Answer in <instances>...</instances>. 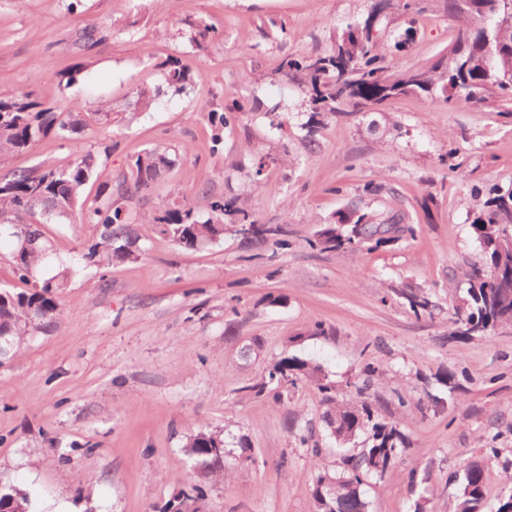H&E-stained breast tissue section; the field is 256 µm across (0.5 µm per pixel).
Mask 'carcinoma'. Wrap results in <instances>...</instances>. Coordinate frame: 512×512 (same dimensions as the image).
<instances>
[{
    "instance_id": "obj_1",
    "label": "carcinoma",
    "mask_w": 512,
    "mask_h": 512,
    "mask_svg": "<svg viewBox=\"0 0 512 512\" xmlns=\"http://www.w3.org/2000/svg\"><path fill=\"white\" fill-rule=\"evenodd\" d=\"M461 0H448V8L466 22L448 51L446 60L417 69L394 70L385 64L379 44L383 37L378 28L377 9L364 21L346 25L330 50L301 58H288L282 70L305 78V105L308 119L306 137L324 114L351 109L353 112H381L387 101L413 94L433 104L448 105L454 100L476 103L512 101V77H507L512 60L499 57L496 42H512V32L499 28V16L481 9L461 7ZM166 82L177 92L188 85L186 73L175 65L166 72ZM245 111L237 102L222 110L208 112V119L218 128H230L236 113ZM81 107L68 110L47 106L31 92L0 96V155L29 150L35 142L50 134L75 143V154L65 164L34 171L14 172L0 178V236L11 243L15 274L22 283L33 279L39 269L49 264V241L42 225L51 218H73L91 224L96 238L86 247L82 258L90 265L109 269L114 264L130 263L142 256L136 247V218L128 207L142 189L174 165L165 151L149 149L129 164L128 174L112 197L102 192L99 201L86 203L83 191L99 166L100 155L78 146L76 134L86 126L92 113L79 115ZM377 224L365 214L356 216L349 235L336 225L325 224L309 240L323 251L340 248L359 249L374 241H392L387 233L395 230L415 236L412 224ZM159 231L186 249L212 245L231 232L239 235V225L257 226L249 238L240 239L248 249H256L268 240L287 235L286 228L257 224L254 210L237 198L224 200L207 197L203 211L184 203L153 218ZM485 254V264L468 273L467 313L454 320V337L485 336L498 324H512V294L501 290L498 277L512 273V190L490 198L472 224ZM72 269L59 266L51 278L41 284L17 291L0 287V333L12 340L17 349L36 333H47L64 316L59 293L70 280ZM409 308L421 314L431 308L430 299L421 292L402 288L397 291ZM377 368L368 363L354 384L356 400L340 403L336 385L322 377L320 370L297 357L284 356L275 361L259 382H248L237 392L248 398H270L283 402L284 393L298 383H311L322 394L326 405L324 421L343 453L344 472L331 475L317 472L312 496L317 512H368L362 486L368 477L384 478L396 459L407 448L409 438L400 429V421L375 422L367 400ZM372 442L364 448H352L366 429ZM296 442L317 462L322 451L310 443L311 435L290 427ZM186 454L198 470L188 497L202 501L208 497L211 482L226 475L224 438L216 432L200 431L185 445ZM499 458L495 447L472 459L462 470L449 475L459 484L457 512H481L486 499V462ZM11 512H32L28 495L15 488L0 490V507Z\"/></svg>"
}]
</instances>
